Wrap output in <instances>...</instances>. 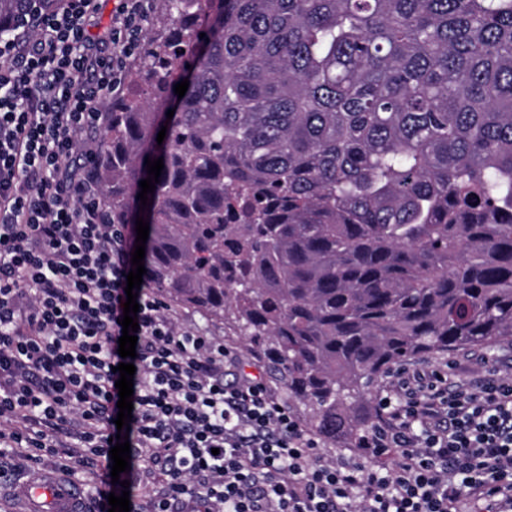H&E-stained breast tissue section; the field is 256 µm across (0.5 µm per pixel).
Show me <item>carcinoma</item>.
Segmentation results:
<instances>
[{"label":"carcinoma","mask_w":512,"mask_h":512,"mask_svg":"<svg viewBox=\"0 0 512 512\" xmlns=\"http://www.w3.org/2000/svg\"><path fill=\"white\" fill-rule=\"evenodd\" d=\"M34 2L59 0H0V34ZM157 9L94 171L128 224L163 158L152 288L243 339L336 448L393 368L512 344V0Z\"/></svg>","instance_id":"1"}]
</instances>
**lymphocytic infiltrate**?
Listing matches in <instances>:
<instances>
[{
  "mask_svg": "<svg viewBox=\"0 0 512 512\" xmlns=\"http://www.w3.org/2000/svg\"><path fill=\"white\" fill-rule=\"evenodd\" d=\"M153 3L119 0L102 27L101 0H61L0 36V456L95 469L87 512L121 490L109 440L135 240L105 222L81 135L104 125ZM137 302L130 512H512L511 382L400 369L364 441L398 462L367 469L321 453L237 347L180 327L148 284Z\"/></svg>",
  "mask_w": 512,
  "mask_h": 512,
  "instance_id": "lymphocytic-infiltrate-1",
  "label": "lymphocytic infiltrate"
}]
</instances>
